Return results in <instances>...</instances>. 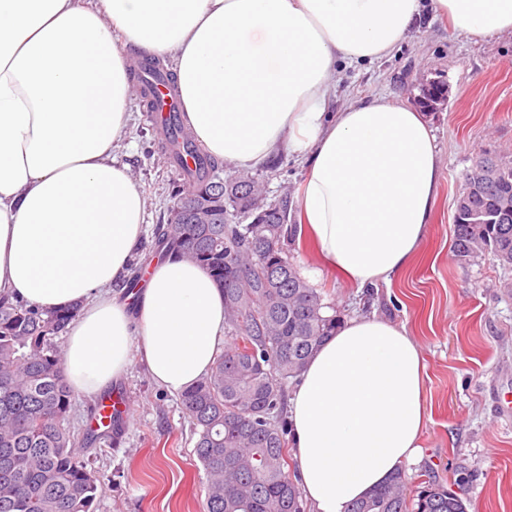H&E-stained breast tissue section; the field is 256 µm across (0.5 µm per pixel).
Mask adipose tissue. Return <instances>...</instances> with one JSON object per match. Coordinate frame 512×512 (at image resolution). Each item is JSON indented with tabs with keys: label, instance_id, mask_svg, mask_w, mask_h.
<instances>
[{
	"label": "adipose tissue",
	"instance_id": "ef3b65f1",
	"mask_svg": "<svg viewBox=\"0 0 512 512\" xmlns=\"http://www.w3.org/2000/svg\"><path fill=\"white\" fill-rule=\"evenodd\" d=\"M456 32L512 33V0H0V297L78 306L63 364L93 396L132 358L171 393L212 371L224 300L184 258L157 264L135 314L112 284L137 249L146 194L112 153L126 131L130 58L173 63L184 121L239 167L301 158L299 231L356 288L411 265L436 204L439 152L424 113L337 104L340 62L392 53L428 11ZM425 364L404 326L341 321L289 403V437L315 512H348L417 452Z\"/></svg>",
	"mask_w": 512,
	"mask_h": 512
}]
</instances>
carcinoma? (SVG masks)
<instances>
[{"label":"carcinoma","mask_w":512,"mask_h":512,"mask_svg":"<svg viewBox=\"0 0 512 512\" xmlns=\"http://www.w3.org/2000/svg\"><path fill=\"white\" fill-rule=\"evenodd\" d=\"M445 88L423 91L431 109ZM172 161L188 154V189L174 195L167 223L152 232V251L185 257L205 267L224 295L231 344L207 377L180 395L195 436L197 458L208 475L205 512H302L300 491L286 470L283 418L288 380L300 375L319 344L339 323L322 296L298 273L288 247L298 239L296 206L284 193L267 209L233 191L250 181L241 173L215 190L219 162L199 148L180 115L166 118ZM484 154L479 163L486 191L472 211L453 217L452 251L462 260L490 251L512 268V163L498 166ZM208 206V223L193 224V210ZM78 309L42 313L0 298V512H94L101 475L81 457L70 422L73 391L55 338ZM348 512H467L457 495L429 478L416 495L406 492L404 471Z\"/></svg>","instance_id":"obj_1"}]
</instances>
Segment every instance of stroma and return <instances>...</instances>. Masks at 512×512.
Here are the masks:
<instances>
[{
    "instance_id": "35a3bbf8",
    "label": "stroma",
    "mask_w": 512,
    "mask_h": 512,
    "mask_svg": "<svg viewBox=\"0 0 512 512\" xmlns=\"http://www.w3.org/2000/svg\"><path fill=\"white\" fill-rule=\"evenodd\" d=\"M439 83L446 100L427 116L439 148L440 179L431 229L411 268L391 284L356 290L323 266L303 238L290 256L322 301L346 317L377 315L405 326L426 364L429 417L416 458L406 466L416 492L433 477L460 496L468 512H512V415L500 406L512 394V280L489 253L455 260L451 249L455 199L479 151L512 154V37L470 38L447 16L430 14L392 55L340 68L338 102L379 97L416 106ZM125 136L115 148L147 195L142 245L166 223L183 178L146 119L141 97L129 106ZM271 195H298L304 168L280 155L276 168H255ZM133 410L116 444L86 453L104 486L96 512H203L207 477L178 395L158 387L140 360L112 384Z\"/></svg>"
}]
</instances>
